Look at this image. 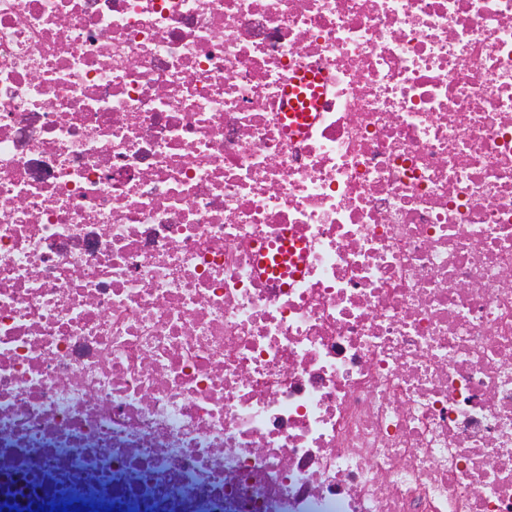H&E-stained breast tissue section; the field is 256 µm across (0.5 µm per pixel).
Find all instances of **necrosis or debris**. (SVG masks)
<instances>
[{
	"label": "necrosis or debris",
	"instance_id": "1",
	"mask_svg": "<svg viewBox=\"0 0 512 512\" xmlns=\"http://www.w3.org/2000/svg\"><path fill=\"white\" fill-rule=\"evenodd\" d=\"M1 471L512 512V0H0Z\"/></svg>",
	"mask_w": 512,
	"mask_h": 512
}]
</instances>
